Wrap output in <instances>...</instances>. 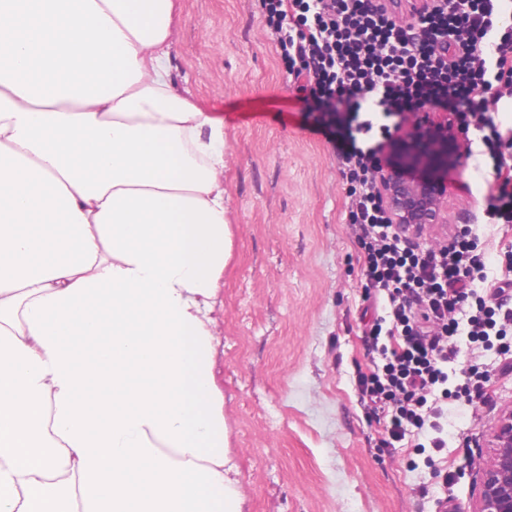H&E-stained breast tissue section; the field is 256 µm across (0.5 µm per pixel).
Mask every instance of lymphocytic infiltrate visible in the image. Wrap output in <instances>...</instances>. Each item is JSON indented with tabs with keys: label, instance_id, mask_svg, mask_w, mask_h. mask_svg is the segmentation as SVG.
<instances>
[{
	"label": "lymphocytic infiltrate",
	"instance_id": "lymphocytic-infiltrate-1",
	"mask_svg": "<svg viewBox=\"0 0 512 512\" xmlns=\"http://www.w3.org/2000/svg\"><path fill=\"white\" fill-rule=\"evenodd\" d=\"M503 0H425L402 27L382 0H264L267 21L308 111L332 142L348 183V222L364 258L366 295L383 300L366 338L371 370L358 391L380 412L384 447L411 429H430L445 447L448 399L486 400V372L472 366L448 386L463 334L512 356V282L484 287V264L471 229L441 249H421L391 224L375 174L378 147L361 146L367 103L385 115L440 106L462 129L477 125L494 162L512 140L487 116L494 84L512 88V34L501 31Z\"/></svg>",
	"mask_w": 512,
	"mask_h": 512
}]
</instances>
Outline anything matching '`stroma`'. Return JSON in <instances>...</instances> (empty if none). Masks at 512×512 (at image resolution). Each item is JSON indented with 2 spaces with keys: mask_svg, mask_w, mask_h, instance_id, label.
<instances>
[{
  "mask_svg": "<svg viewBox=\"0 0 512 512\" xmlns=\"http://www.w3.org/2000/svg\"><path fill=\"white\" fill-rule=\"evenodd\" d=\"M175 24L176 88L223 119L227 138L232 254L214 313L223 347L214 372L242 512H469L489 431L512 403L503 355L459 342L453 370L480 364L492 400L449 401L447 448H431L428 431L381 447L383 424L356 386L370 370L368 303L346 187L262 0H179ZM460 148L448 222L427 244L470 225L489 282L512 281V223L486 215L498 180L481 132Z\"/></svg>",
  "mask_w": 512,
  "mask_h": 512,
  "instance_id": "35a3bbf8",
  "label": "stroma"
}]
</instances>
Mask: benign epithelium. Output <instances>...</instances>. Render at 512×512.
<instances>
[{
	"instance_id": "1",
	"label": "benign epithelium",
	"mask_w": 512,
	"mask_h": 512,
	"mask_svg": "<svg viewBox=\"0 0 512 512\" xmlns=\"http://www.w3.org/2000/svg\"><path fill=\"white\" fill-rule=\"evenodd\" d=\"M461 129L447 112H415L384 146L376 175L391 223L417 237L447 223L448 166ZM470 512H512V403L490 433V453L478 471Z\"/></svg>"
}]
</instances>
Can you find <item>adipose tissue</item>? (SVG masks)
Masks as SVG:
<instances>
[{
	"instance_id": "adipose-tissue-1",
	"label": "adipose tissue",
	"mask_w": 512,
	"mask_h": 512,
	"mask_svg": "<svg viewBox=\"0 0 512 512\" xmlns=\"http://www.w3.org/2000/svg\"><path fill=\"white\" fill-rule=\"evenodd\" d=\"M174 0H0V512H241L223 120Z\"/></svg>"
}]
</instances>
